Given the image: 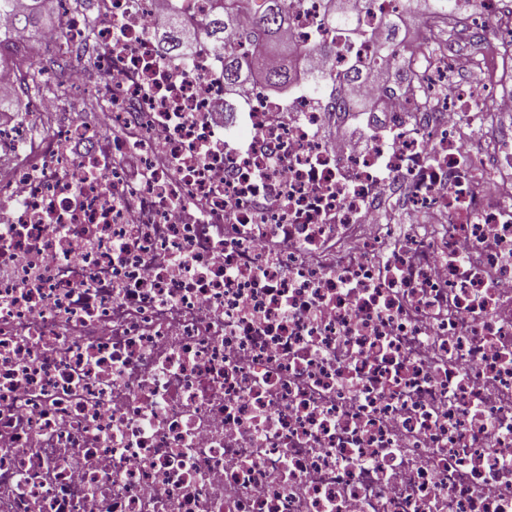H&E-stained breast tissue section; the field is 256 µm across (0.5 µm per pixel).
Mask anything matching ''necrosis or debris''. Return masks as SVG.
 <instances>
[{
  "label": "necrosis or debris",
  "instance_id": "necrosis-or-debris-1",
  "mask_svg": "<svg viewBox=\"0 0 512 512\" xmlns=\"http://www.w3.org/2000/svg\"><path fill=\"white\" fill-rule=\"evenodd\" d=\"M53 6L110 99L0 121V512H512V0L448 18L498 24L485 89L424 14L346 80L399 0L350 41L303 0L293 94L237 103L208 44L159 50L167 0Z\"/></svg>",
  "mask_w": 512,
  "mask_h": 512
}]
</instances>
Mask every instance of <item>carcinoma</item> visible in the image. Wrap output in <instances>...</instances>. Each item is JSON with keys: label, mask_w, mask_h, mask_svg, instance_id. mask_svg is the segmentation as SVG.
<instances>
[{"label": "carcinoma", "mask_w": 512, "mask_h": 512, "mask_svg": "<svg viewBox=\"0 0 512 512\" xmlns=\"http://www.w3.org/2000/svg\"><path fill=\"white\" fill-rule=\"evenodd\" d=\"M323 24L340 27L346 36L364 35L356 16L347 8L336 6V0H325ZM460 0H405L408 12H427L434 15L443 27H448V15L454 13ZM48 0H26L20 23L37 36L48 27L44 16ZM258 10L255 23L249 28L239 25L238 16L251 9ZM297 5L294 0H212L208 14L200 21L187 23L183 12L176 10L169 16L167 29L159 36L163 52L183 55L188 33L204 36L211 49L224 62V87H236L257 80L267 87L288 85L294 75L295 64L281 62L271 69L265 66L274 45L280 44V35L293 21Z\"/></svg>", "instance_id": "1"}]
</instances>
